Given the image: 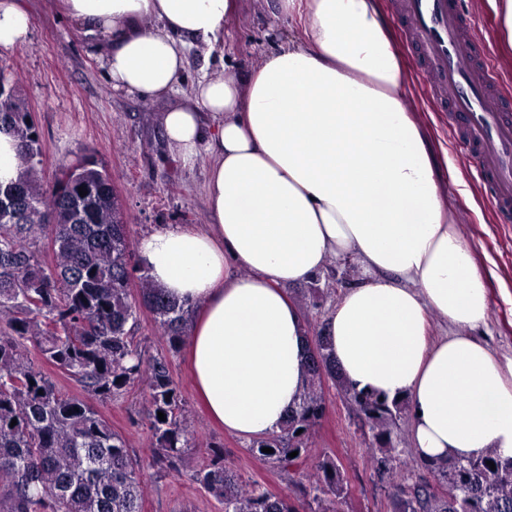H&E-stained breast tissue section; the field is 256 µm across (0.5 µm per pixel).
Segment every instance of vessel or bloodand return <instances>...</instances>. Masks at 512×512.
Returning a JSON list of instances; mask_svg holds the SVG:
<instances>
[{"label": "vessel or blood", "mask_w": 512, "mask_h": 512, "mask_svg": "<svg viewBox=\"0 0 512 512\" xmlns=\"http://www.w3.org/2000/svg\"><path fill=\"white\" fill-rule=\"evenodd\" d=\"M433 79L432 98L455 137L481 159V176L512 213V101L497 90L486 50L461 26L452 0H391Z\"/></svg>", "instance_id": "1"}]
</instances>
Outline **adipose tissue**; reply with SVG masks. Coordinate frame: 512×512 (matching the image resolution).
Masks as SVG:
<instances>
[{
    "label": "adipose tissue",
    "mask_w": 512,
    "mask_h": 512,
    "mask_svg": "<svg viewBox=\"0 0 512 512\" xmlns=\"http://www.w3.org/2000/svg\"><path fill=\"white\" fill-rule=\"evenodd\" d=\"M112 89L168 101V151L213 158L210 222L137 243L153 283L193 306L186 340L208 417L261 439L280 431L307 381L310 334L291 285L356 259L320 333L345 384L404 402L427 463L493 448L512 458V355L476 337L490 304L448 207L438 159L403 94L378 0H275L298 38L239 76L202 73L176 98L189 50L223 53L236 0H59ZM22 0H0V47L27 42ZM454 326L429 342L430 318Z\"/></svg>",
    "instance_id": "obj_1"
}]
</instances>
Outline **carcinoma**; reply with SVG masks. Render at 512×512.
Returning <instances> with one entry per match:
<instances>
[{"instance_id":"1","label":"carcinoma","mask_w":512,"mask_h":512,"mask_svg":"<svg viewBox=\"0 0 512 512\" xmlns=\"http://www.w3.org/2000/svg\"><path fill=\"white\" fill-rule=\"evenodd\" d=\"M29 118L28 112L4 111L0 103V131L17 138L25 162L19 179L0 190L15 191L23 208L37 212L33 218L0 219V512H142L144 467L180 475L194 430L166 356H146L134 325L146 310L175 351L194 310L156 288L134 261L129 224L104 169L85 167L64 187L43 180L40 135ZM81 187L92 193L80 196ZM34 353L102 403L145 384L149 462L134 454L90 402L62 393L34 364ZM309 360L310 379L298 406L280 431L252 446L259 459L287 475L305 512H340L348 494L335 457L325 455L305 467L311 431L324 414L327 379L370 422L369 452L387 475L392 512H462V501L471 502L468 512H512L511 458L490 448L464 462L425 465L439 482L456 476L450 499L438 496L427 481L408 486V462L398 458L397 448L385 447L403 403L346 386L323 336ZM264 447L273 452H262ZM294 451L298 455L289 457ZM191 480L224 512H299L288 493L244 482L220 448Z\"/></svg>"}]
</instances>
